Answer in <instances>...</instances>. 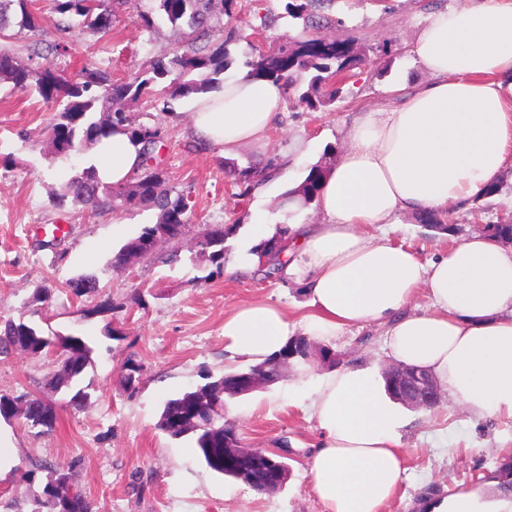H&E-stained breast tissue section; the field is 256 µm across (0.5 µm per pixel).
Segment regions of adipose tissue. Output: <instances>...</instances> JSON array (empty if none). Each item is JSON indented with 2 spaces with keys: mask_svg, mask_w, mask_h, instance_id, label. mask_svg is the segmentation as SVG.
Segmentation results:
<instances>
[{
  "mask_svg": "<svg viewBox=\"0 0 512 512\" xmlns=\"http://www.w3.org/2000/svg\"><path fill=\"white\" fill-rule=\"evenodd\" d=\"M412 51L427 81L356 120L322 186V222L288 227L283 276L303 285L306 314L295 321L280 305L245 302L224 314V352L257 365L294 334L373 323L396 363L432 373L472 420L512 418V247L474 234L424 263L368 232L401 210L447 217L512 159V0L433 12ZM283 97L273 81L240 73L197 95L193 131L232 154L264 140ZM140 158L121 132L93 155L112 184ZM420 293L427 307L411 311ZM310 410L320 442L308 477L323 512H384L405 467L402 423L383 385L366 368L343 367L319 380Z\"/></svg>",
  "mask_w": 512,
  "mask_h": 512,
  "instance_id": "obj_1",
  "label": "adipose tissue"
}]
</instances>
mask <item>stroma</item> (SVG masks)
<instances>
[{"label": "stroma", "instance_id": "stroma-1", "mask_svg": "<svg viewBox=\"0 0 512 512\" xmlns=\"http://www.w3.org/2000/svg\"><path fill=\"white\" fill-rule=\"evenodd\" d=\"M466 3L333 0L325 12L343 24L331 30V37L353 39L365 63L354 69L335 104L320 111L283 105L277 126L262 142L229 156L193 137V98L168 96L136 104L134 122L163 128L161 166L174 192L188 197L190 211L183 237L160 245L156 258L129 271L113 269L112 257L143 227L156 223V209L128 204L92 214L77 204L55 208L52 196L91 166L92 153L55 155L48 140L51 107L0 85V317L36 323L50 335L89 338L93 349L81 380L90 399L80 407L53 393L50 358L16 348L0 355V394L29 391L53 397L58 415L49 434L17 418H0V512H31L51 468L70 470L100 512H321L307 477L319 431L306 394L334 366L358 364L378 376L392 367L380 326H354L336 336L316 337V344L333 349L335 365L316 359L288 367L274 385L232 402L229 416L245 445L285 448L292 454V474L275 494H257L211 471L188 440L157 429L160 409L167 399L201 384L204 374L241 368V360L224 356L226 311L257 297L288 306L305 301V291L295 281L268 278L260 271L249 277L236 273L252 221L260 216L276 226L321 222L317 207H283L287 186L312 164H336L358 113L394 103L398 87L426 80L411 51L419 24L441 6ZM285 4L238 0L235 17L213 30L214 42L226 45L227 76L243 70L255 45L268 50L301 35V21L288 17ZM154 8V0H121L111 33L102 39L76 37L72 54L57 58V66L75 75L89 60L114 78H128L160 51L186 45L189 28L177 30L162 21L150 31L137 27V14ZM267 18L273 25L265 31L261 24ZM385 46L391 47V55H382ZM274 157L287 159V166L237 198L225 163L259 169ZM496 183L495 195L468 202L455 214L454 235L425 227L419 214L408 211L385 225L383 235L421 261L435 258L512 213L511 163ZM217 224L238 227L225 243L224 271L218 275L197 246L205 229ZM57 225L67 226L68 232L56 239L52 230ZM173 251L179 261L167 263L165 256ZM90 273L99 277L111 310L93 313V300H77L68 291L69 279ZM45 287L53 293L47 303L39 300ZM108 326L115 328V336H105ZM130 359L139 369L132 389L125 381ZM398 411L406 421L401 438L406 477L385 512H408L433 485L448 494L476 487L496 493L491 474L512 458V419L492 417L477 424L445 398L433 410L402 405Z\"/></svg>", "mask_w": 512, "mask_h": 512}]
</instances>
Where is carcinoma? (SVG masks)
Instances as JSON below:
<instances>
[{
    "mask_svg": "<svg viewBox=\"0 0 512 512\" xmlns=\"http://www.w3.org/2000/svg\"><path fill=\"white\" fill-rule=\"evenodd\" d=\"M57 39L39 49L33 41L23 49L11 44L16 28L32 33L42 31V17L31 10V0H0V82L12 89L33 93L50 105L54 112L51 125V144L54 153L68 157L80 153L97 141L112 136L121 128L143 145L142 159L130 182L120 185L105 183L92 166L67 180L55 195L54 203L62 207L70 200L96 212L110 210L122 204H134L158 210L157 222L146 226L130 243L113 257L112 266L123 268L132 257L152 259L158 243L178 238L169 232V225L183 224L187 219L189 203L182 194H173L160 168L159 151L162 146V128L135 124L126 113V107L158 92L171 97H189L207 93L224 82L221 75L228 68L225 44H214L210 33L217 14L233 16L237 0H221L222 11H215L214 0H155L159 15L172 27L184 26L196 33L195 39L182 52L167 59L163 56L149 61L136 76L128 80H112L89 62L75 76L59 70L52 60L65 54L73 45V33L103 38L112 31L114 9L111 0H52ZM334 0H288V15L304 21L307 29L331 26L336 19L322 17L315 20L317 11ZM362 62L353 47L345 41L330 40L318 35L285 42L271 52H258L245 67L256 77L272 79L282 84L284 100L296 108L315 111L326 108L339 98L341 80ZM110 104L106 115L96 117L99 107ZM277 169L271 159L260 170L250 167L233 169L229 176L239 189L238 196L248 194L253 183L267 180ZM329 168L315 164L306 170L299 189L291 192L298 199L299 208L314 204L318 198ZM237 229L235 224L221 226L218 237L204 235L198 242L215 273L224 270L225 242ZM281 233L265 240L250 253L262 259L265 275L281 273L278 254L272 252L274 241ZM70 292L78 298L99 295L98 280L94 275L80 276L67 282ZM60 349L50 345V337L33 323L0 321V353L19 348L34 355L55 357V371L51 388L70 395L69 403L78 406L90 397L80 387L83 373L91 360L92 348L82 336H56ZM313 342L305 336L292 338L285 349L265 361L268 369L276 367L279 357H288L291 364L305 361ZM254 366L227 372L216 380L187 389L166 400L161 408L157 428L174 439L188 438L206 466L225 478L237 481L230 467H224L225 436L236 431L228 419L235 395L224 393V386L251 373ZM23 401L21 419L32 428L51 433L58 421L51 402L39 394L27 392L18 396L0 395V417L14 415V402ZM60 472L50 471L43 496L35 500L32 512H99V507L76 485L71 476L57 484ZM501 492L512 494V460L501 463L494 472Z\"/></svg>",
    "mask_w": 512,
    "mask_h": 512,
    "instance_id": "cac0c4a2",
    "label": "carcinoma"
}]
</instances>
